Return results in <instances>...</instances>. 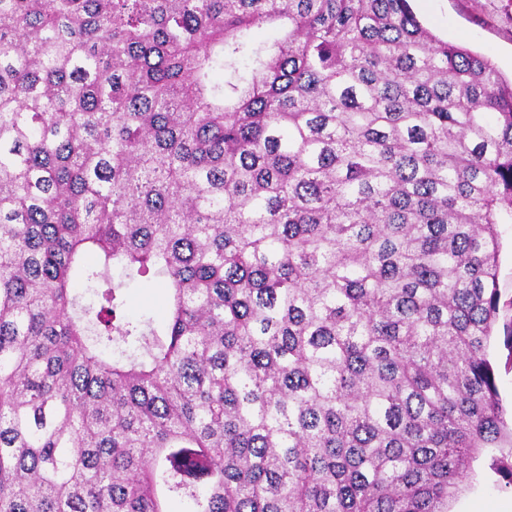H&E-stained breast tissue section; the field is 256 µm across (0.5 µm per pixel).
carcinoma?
Returning a JSON list of instances; mask_svg holds the SVG:
<instances>
[{"mask_svg": "<svg viewBox=\"0 0 512 512\" xmlns=\"http://www.w3.org/2000/svg\"><path fill=\"white\" fill-rule=\"evenodd\" d=\"M511 223L512 82L409 0H0V512H448ZM126 307L129 314L138 317L149 314L157 322L166 317V289L157 281H134L125 288Z\"/></svg>", "mask_w": 512, "mask_h": 512, "instance_id": "obj_1", "label": "carcinoma"}]
</instances>
